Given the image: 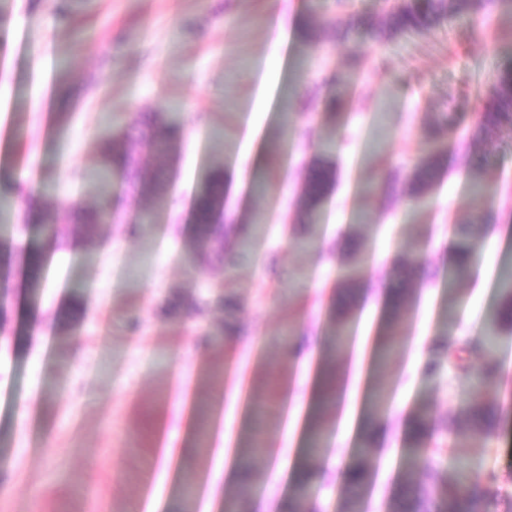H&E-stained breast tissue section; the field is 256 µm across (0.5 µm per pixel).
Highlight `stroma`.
<instances>
[{"label":"stroma","instance_id":"35a3bbf8","mask_svg":"<svg viewBox=\"0 0 512 512\" xmlns=\"http://www.w3.org/2000/svg\"><path fill=\"white\" fill-rule=\"evenodd\" d=\"M60 20L53 0H0V512H224L239 487L210 492L224 417L225 363L265 377L250 393L234 437L263 430L268 455L251 458L245 512H271L291 494L279 459L300 462L303 430L286 433L288 397L306 400L301 362L288 347L302 340L328 368L354 356L327 350L330 308L345 269L318 249L360 246L365 301L382 302L393 262L412 254L422 275L403 308L399 346L367 384L389 391L383 438L368 451L371 490L363 512H391L394 489L422 484L400 463L407 420L432 410L440 471L454 476L467 458L472 479L496 471L512 499V334L498 344L501 374L484 401L499 408L487 438L455 448L445 427L472 396L470 382L446 365L448 342L479 335L503 297L496 279L512 267V141L467 144L481 101L477 86L512 64V14L496 9L448 17L425 32L379 43L351 24L383 19L385 0H68ZM336 16L338 32L304 38L303 26ZM349 74L336 84V70ZM343 100L340 114L323 99ZM164 112L183 126L160 201L112 189L129 218L85 236L70 206L93 203L100 149L142 112ZM452 113L440 177L419 206L386 194L404 183L433 146L425 133L436 113ZM308 123L315 138L295 134ZM334 139L337 183L314 217L309 241L292 228L300 207V167ZM487 155L472 170L471 160ZM229 178L224 210L254 225L246 251L201 264L191 206L205 176ZM485 186L474 199L471 184ZM49 211L59 238L37 220ZM473 222L470 273L458 278L453 225ZM234 298L233 311L210 304V290ZM243 328L228 344L224 324ZM440 363L437 373L426 372ZM325 444L311 484L317 512H341L340 479L355 436L344 433L341 403L318 411ZM186 430L188 470L201 491L183 508L178 474L162 475L172 428Z\"/></svg>","mask_w":512,"mask_h":512}]
</instances>
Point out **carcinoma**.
<instances>
[{
  "label": "carcinoma",
  "instance_id": "carcinoma-1",
  "mask_svg": "<svg viewBox=\"0 0 512 512\" xmlns=\"http://www.w3.org/2000/svg\"><path fill=\"white\" fill-rule=\"evenodd\" d=\"M501 9L512 13V0H398L390 6L384 21L377 25L371 19L360 21L366 33L378 41L400 36L412 31L428 29L447 15L462 17L475 11ZM482 105L475 113L471 139L494 141L512 134V68L505 67L497 78L479 93ZM182 136V126L176 122L158 119L153 113L144 115L139 121L128 125L108 138L101 149L100 174L106 179L113 177L125 183L127 189L159 197L168 187L166 163ZM149 153L157 164L149 172L143 171L141 157ZM442 153H427L414 167L405 191L407 202L417 204L425 198L438 180L441 170ZM336 180V169L323 156L312 160L303 183L302 208L312 213L323 204ZM112 194L102 191L92 208L77 207L75 218L83 225L86 235L105 222L106 214L112 212ZM224 187L219 174L212 173L204 181L193 202V224L195 241L206 243L209 251L227 254L233 250L237 239L224 233ZM459 242L453 250L455 271L467 274L471 262V226L454 225ZM346 264L354 275L337 284L343 290L336 302L334 322L336 324V346L348 340L347 330L354 314V289L358 288L360 272L365 256L354 250L346 257ZM417 269L414 260L404 254L394 261L396 284L388 291L385 301L387 319L382 336L377 341L376 365H381L394 348L395 335L402 317L403 306L412 293L410 283ZM498 288L504 304L491 323L489 334L480 336L463 345L448 343V367L461 374L469 373L470 365L462 357L467 352L480 359L478 371L473 375L474 386L496 378L500 362L494 348L496 334L512 330V273L502 275ZM462 424L452 429L453 446L469 442L475 436H488L497 424V411L483 404L481 394L460 410ZM433 429L426 409L416 412L407 430L408 448L405 449L407 463L414 468L425 469L426 483L418 488L402 490L394 512H494L501 500L500 487L495 472L487 473L483 480L473 481L469 475L466 460L459 461L455 477L448 480L437 470L426 465L427 450L431 443ZM368 464L364 457L353 461L345 471L344 484L348 491L344 512H360V503L367 487ZM308 481L300 482L289 502L290 512H312L308 500Z\"/></svg>",
  "mask_w": 512,
  "mask_h": 512
}]
</instances>
